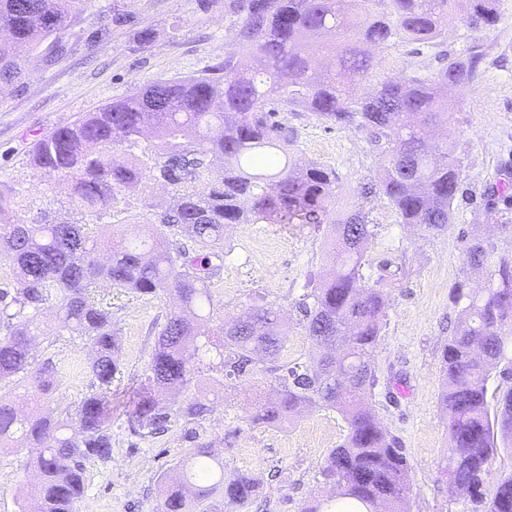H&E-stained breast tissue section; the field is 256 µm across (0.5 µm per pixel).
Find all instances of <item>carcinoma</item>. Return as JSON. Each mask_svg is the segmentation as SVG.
<instances>
[{"instance_id": "cac0c4a2", "label": "carcinoma", "mask_w": 512, "mask_h": 512, "mask_svg": "<svg viewBox=\"0 0 512 512\" xmlns=\"http://www.w3.org/2000/svg\"><path fill=\"white\" fill-rule=\"evenodd\" d=\"M230 0L233 41L225 46L224 79L208 72L140 87L39 139L31 163L54 177L66 200L51 216L34 210L35 194L0 183V255L12 280L0 286V389L14 386L34 400L19 412L0 398V448L24 455L34 475L36 512H74L87 465L112 462V385L124 373L112 303L96 289L166 294L170 315L138 375L127 413L132 435L157 438L177 424H200L237 381L259 383L255 424L283 426L305 408L335 411L347 434L330 450L321 475L333 494L302 512H410L409 460L369 404L379 385L373 361L386 325L383 277L365 270L375 225L362 199L383 195L400 223L429 235L452 223L461 190V162L448 143L431 146L425 128L441 112L442 89L473 86L481 54L475 48L441 58L436 70L403 83L384 80L358 92L373 69L369 47L394 39L433 47L456 18L458 0ZM462 21L486 31L498 21L497 0H466ZM78 0H0V83L24 77V53L57 59ZM253 56L263 68L252 70ZM302 108L338 127L367 135L385 166L359 186L352 201L331 209L336 170L298 167L285 113ZM151 126L153 140L144 142ZM120 149L123 159H112ZM134 188L155 220L134 241L112 234L114 205ZM173 193L166 207L158 195ZM490 208L503 203L500 227L512 233V176L488 188ZM93 219L94 223L87 222ZM235 224L334 226L333 275L294 299L299 325L313 343L304 361L280 359L285 330L280 308L254 304L225 320L214 312L211 281L224 267V228ZM184 236L193 248L174 247ZM467 264L484 285L453 287L457 321L442 354L440 408L448 425L443 469L448 493L482 510L512 512V472L486 493L488 465L498 450L512 456V255L473 239ZM56 310V335L91 344L88 361L71 374L88 379L75 413L43 410L40 398L57 380V365L34 346L52 338L40 317ZM159 512H249L253 480H224L223 451L199 443L162 477Z\"/></svg>"}]
</instances>
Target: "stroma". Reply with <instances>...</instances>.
<instances>
[{"label": "stroma", "mask_w": 512, "mask_h": 512, "mask_svg": "<svg viewBox=\"0 0 512 512\" xmlns=\"http://www.w3.org/2000/svg\"><path fill=\"white\" fill-rule=\"evenodd\" d=\"M229 0H83L80 15L67 31L68 53L58 63H44L40 54L25 62L21 85L0 87V179L37 191L40 206L57 210L54 181L36 169L29 154L34 143L57 126L96 111L104 103L138 87L195 74L224 61V45L232 17ZM499 22L475 31L463 22L449 23L437 47L415 53L413 44L395 42L374 47L378 61L371 81H401L414 71L437 66L436 53L451 56L477 47L483 60L477 85L448 90V120L429 127L430 141L454 140L462 161V186L454 204V222L428 236L400 223L383 196L364 202L376 236L367 253L372 264L391 262L402 271L391 290L386 325L376 362L385 379L372 404L382 426L398 437L411 466V512H461L452 503L439 468L448 452V428L439 407L443 346L457 318L450 294L460 279L479 286L481 277L464 261L465 236L478 235L512 253V233L498 230L484 198L489 183L512 172V0H499ZM111 34L97 41L101 23ZM288 124L295 132L293 156L299 164L317 162L335 168L337 197L370 181L383 159L365 136L350 128L324 123L313 113L293 112ZM331 225L299 228L295 224H246L224 233V268L211 284L215 307L225 315L243 312L252 303L280 306L292 324L287 346L290 360H305L312 347L295 319L293 299L308 278L328 276L331 266L325 245ZM112 314L120 329V362L127 376L140 372L152 352L154 336L175 308L165 295L139 296L112 289ZM37 353L52 358L59 383L48 396L50 405L77 407L86 391L83 381L69 376L72 359L87 358L91 348L69 337ZM112 461L88 465V482L75 512H157L162 475L188 456L196 441L224 449V475L244 472L258 482L252 512H300L304 504L327 489L319 471L328 452L346 432L334 411L303 412L285 429L252 423L249 415L257 387L245 383L229 388L227 404L199 427L192 440L182 426L144 441L130 435L126 412L132 399L127 381L114 385Z\"/></svg>", "instance_id": "35a3bbf8"}]
</instances>
